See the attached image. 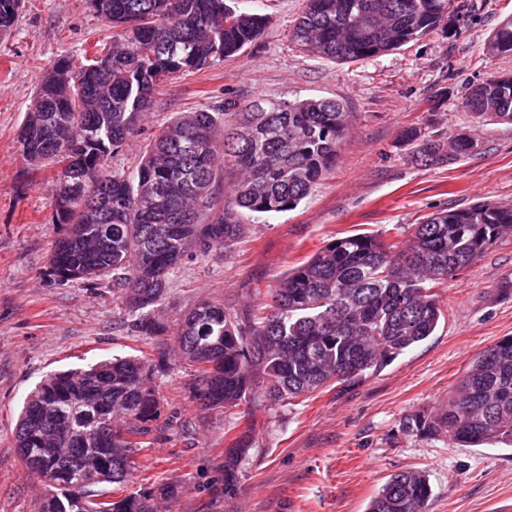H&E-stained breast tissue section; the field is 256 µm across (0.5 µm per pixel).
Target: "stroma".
I'll return each mask as SVG.
<instances>
[{"mask_svg":"<svg viewBox=\"0 0 512 512\" xmlns=\"http://www.w3.org/2000/svg\"><path fill=\"white\" fill-rule=\"evenodd\" d=\"M448 27L386 55L339 64L307 55L291 39L305 0H257L264 34L237 56L170 78L154 94L134 135L108 159L133 172L154 134L201 105L259 98H331L346 103L352 129L333 171L296 208L255 225L230 250L185 256L170 275L157 317L175 325L195 303L217 301L243 314L284 274L329 240L385 234L427 214L476 202L512 205V124L475 126L461 107L466 89L512 71L485 43L512 0H455ZM107 32L87 0H24L0 35V512H39L45 484L21 463L15 428L26 396L47 375L144 348L111 279L61 284L49 259L61 235L52 217L58 169L32 168L18 131L43 68ZM477 144L453 164L424 163L404 132ZM434 336L379 375L331 386L292 404L255 401L200 409L193 377L176 355L160 376L162 412L125 487L175 490L159 512H365L390 474L423 469L429 512H512V449L457 448L404 429L406 417L447 403L470 362L512 336V236L450 278ZM254 423L238 490L224 492V450L239 424Z\"/></svg>","mask_w":512,"mask_h":512,"instance_id":"35a3bbf8","label":"stroma"}]
</instances>
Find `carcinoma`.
<instances>
[{"instance_id": "1", "label": "carcinoma", "mask_w": 512, "mask_h": 512, "mask_svg": "<svg viewBox=\"0 0 512 512\" xmlns=\"http://www.w3.org/2000/svg\"><path fill=\"white\" fill-rule=\"evenodd\" d=\"M112 29L42 70L18 132L33 166L62 165L53 223L61 226L50 269L89 284L121 274L132 331L151 344L166 328L149 316L165 299L170 271L193 250L228 249L273 213L296 208L336 164L351 124L328 98L227 102L184 112L158 131L137 170L104 169L133 135L158 87L172 75L237 55L269 17L253 0H88ZM453 0H305L292 37L303 51L341 64L399 49L448 20ZM21 0H0V34ZM487 44L512 56V18ZM462 108L484 124L512 123V75L469 86ZM419 158L450 163L474 148L412 127ZM235 175L224 196V174ZM407 239L366 233L339 237L294 266L269 290L272 304L247 319L218 302L195 304L173 346L193 367L204 410L256 396L292 400L376 376L432 336L443 318L435 288L512 235V205L478 202L444 209L405 229ZM164 359L115 356L46 377L27 397L15 429L26 468L51 487L39 512H155L174 495L163 485L115 495L135 468L131 449L161 415L156 391ZM406 430L459 447L512 446V336L476 355L448 398L414 414ZM250 430L224 450V493L235 492ZM423 470L396 473L367 512H428Z\"/></svg>"}]
</instances>
